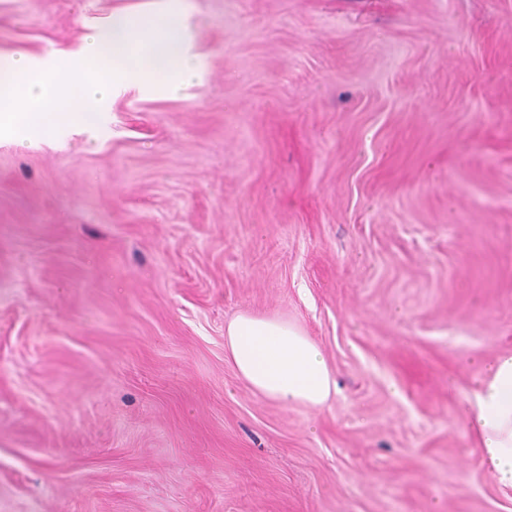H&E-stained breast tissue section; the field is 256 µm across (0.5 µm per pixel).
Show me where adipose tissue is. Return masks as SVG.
<instances>
[{"mask_svg":"<svg viewBox=\"0 0 512 512\" xmlns=\"http://www.w3.org/2000/svg\"><path fill=\"white\" fill-rule=\"evenodd\" d=\"M224 335L238 374L266 399L307 408L330 400L335 381L323 351L297 325L241 314ZM466 415L497 482L512 488V353L486 365Z\"/></svg>","mask_w":512,"mask_h":512,"instance_id":"ef3b65f1","label":"adipose tissue"}]
</instances>
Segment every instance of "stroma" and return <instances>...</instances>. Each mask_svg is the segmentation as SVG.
Instances as JSON below:
<instances>
[{"label":"stroma","mask_w":512,"mask_h":512,"mask_svg":"<svg viewBox=\"0 0 512 512\" xmlns=\"http://www.w3.org/2000/svg\"><path fill=\"white\" fill-rule=\"evenodd\" d=\"M163 0H0V55ZM174 98L0 141V512H512L463 417L512 351V0H191ZM301 326L318 409L224 326ZM238 374L266 399L284 406L321 408L335 389L321 347L288 321L240 314L224 327Z\"/></svg>","instance_id":"1"}]
</instances>
